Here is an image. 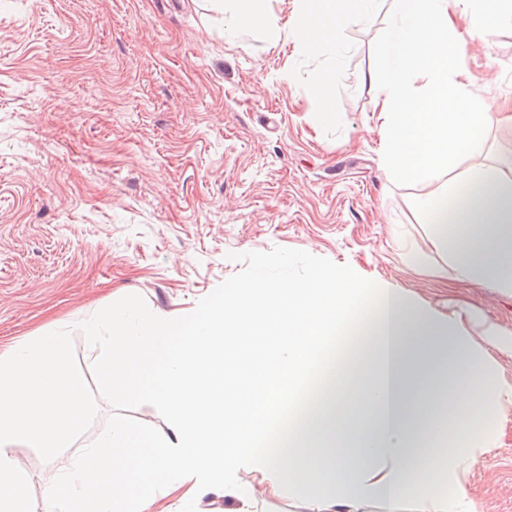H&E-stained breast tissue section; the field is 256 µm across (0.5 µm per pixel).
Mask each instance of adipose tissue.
I'll list each match as a JSON object with an SVG mask.
<instances>
[{
    "label": "adipose tissue",
    "instance_id": "ef3b65f1",
    "mask_svg": "<svg viewBox=\"0 0 512 512\" xmlns=\"http://www.w3.org/2000/svg\"><path fill=\"white\" fill-rule=\"evenodd\" d=\"M235 29L280 26L258 0H212ZM368 0H305L290 27L308 53L336 41V23L367 18ZM512 20V0H391L389 32L372 75L382 123L381 165L392 177L441 183L421 212L433 246L456 274L512 294V177L492 164L455 175L483 153L494 103L458 78L463 38L489 40ZM359 336L344 359L326 351L336 332ZM99 342L101 381L121 404L168 417L143 432L116 417L108 432L65 458L87 403L68 369V339L50 333L0 355V512H30L29 478L12 448L29 441L58 460L41 512H155L159 494L189 486L185 504L245 469L277 498L310 512H448L467 500L463 466L488 448L512 387L455 319L433 315L391 285L314 273L273 283L263 274L226 286L182 317L109 309L86 321ZM320 395L300 407L311 385ZM292 410L286 452L255 445L282 406Z\"/></svg>",
    "mask_w": 512,
    "mask_h": 512
}]
</instances>
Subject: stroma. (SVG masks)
Returning <instances> with one entry per match:
<instances>
[{"label":"stroma","mask_w":512,"mask_h":512,"mask_svg":"<svg viewBox=\"0 0 512 512\" xmlns=\"http://www.w3.org/2000/svg\"><path fill=\"white\" fill-rule=\"evenodd\" d=\"M389 9L377 0L368 22L337 27L336 48L310 54L292 35L233 32L209 0H0V354L68 332L91 405L77 442L116 415L166 427L152 406H117L83 334L125 299L178 316L256 273L317 269L459 313L477 345L512 330V295L459 281L428 241L417 206L431 185L380 167L368 75ZM457 68L501 105L480 162L512 171V24L466 40ZM326 74L330 123L305 94ZM416 248L426 267L411 263ZM13 454L37 510L56 466L26 441ZM465 486L481 512H512V406Z\"/></svg>","instance_id":"obj_1"}]
</instances>
